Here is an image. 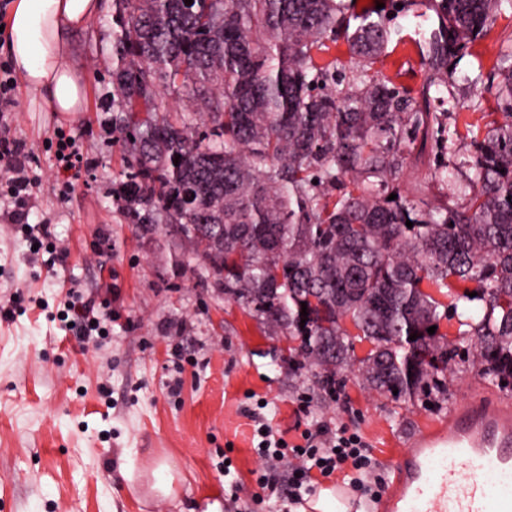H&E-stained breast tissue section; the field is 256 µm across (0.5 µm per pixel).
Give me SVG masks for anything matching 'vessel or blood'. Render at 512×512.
I'll return each instance as SVG.
<instances>
[{
    "mask_svg": "<svg viewBox=\"0 0 512 512\" xmlns=\"http://www.w3.org/2000/svg\"><path fill=\"white\" fill-rule=\"evenodd\" d=\"M512 412L476 404L417 436L393 467L381 512H512Z\"/></svg>",
    "mask_w": 512,
    "mask_h": 512,
    "instance_id": "obj_1",
    "label": "vessel or blood"
}]
</instances>
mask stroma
<instances>
[{
    "label": "stroma",
    "mask_w": 512,
    "mask_h": 512,
    "mask_svg": "<svg viewBox=\"0 0 512 512\" xmlns=\"http://www.w3.org/2000/svg\"><path fill=\"white\" fill-rule=\"evenodd\" d=\"M430 25L396 14L375 70L419 90L429 71L418 29ZM70 41L91 77L86 111L60 121L31 111L20 93L13 114L12 134L39 182L25 224L0 222V302L24 297L13 318L0 317V512H226L233 496L249 512H288L287 488L263 494L254 480L260 460L245 412L257 402L291 440L309 425L357 428L386 478L412 439L450 412L512 407V390L481 376L473 361L449 368L448 394L431 407L392 401L353 375L331 397L312 373L293 370L282 359L285 331L227 299L167 226L136 231L121 188L132 157L112 85V0ZM511 47L508 8L448 65L456 105L443 118L452 135L445 161L457 177L469 172L472 137L502 118L499 73ZM58 130L91 162L69 188L55 180L45 144ZM434 166L430 156L412 163L401 189L443 200ZM36 224L52 235L35 245ZM73 286L95 305L103 339L82 343L70 330ZM164 463L180 475L171 501L148 492L152 469Z\"/></svg>",
    "instance_id": "stroma-1"
}]
</instances>
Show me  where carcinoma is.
<instances>
[{"label": "carcinoma", "mask_w": 512, "mask_h": 512, "mask_svg": "<svg viewBox=\"0 0 512 512\" xmlns=\"http://www.w3.org/2000/svg\"><path fill=\"white\" fill-rule=\"evenodd\" d=\"M502 2L420 0L436 23L416 97L368 75L393 33L372 5L350 33L337 0H113L129 202L178 225L224 296L297 341L288 360L330 395L354 368L394 401L443 395L448 364L471 344L482 374L512 388V64L500 71L503 122L471 141L475 177L453 185L459 202L431 206L397 185L425 150H447L431 89L448 83V60L487 35ZM342 34L345 84L314 62ZM168 92L181 102L174 111ZM453 283L477 295L447 305ZM475 299L483 316L448 340L438 327ZM357 340L372 344L360 359Z\"/></svg>", "instance_id": "1"}]
</instances>
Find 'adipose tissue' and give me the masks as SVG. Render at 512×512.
Masks as SVG:
<instances>
[{
    "label": "adipose tissue",
    "instance_id": "1",
    "mask_svg": "<svg viewBox=\"0 0 512 512\" xmlns=\"http://www.w3.org/2000/svg\"><path fill=\"white\" fill-rule=\"evenodd\" d=\"M102 0H12L6 51L32 111L72 119L87 106V72L71 59L69 37L99 15Z\"/></svg>",
    "mask_w": 512,
    "mask_h": 512
}]
</instances>
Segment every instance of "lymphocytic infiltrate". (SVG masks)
<instances>
[{"mask_svg": "<svg viewBox=\"0 0 512 512\" xmlns=\"http://www.w3.org/2000/svg\"><path fill=\"white\" fill-rule=\"evenodd\" d=\"M15 89L10 64L0 62V167L9 177L13 198V207L5 211L4 217L9 223L20 224L27 216L35 180L26 166L28 153L24 143L11 134ZM250 418L260 441L256 449L262 460V466L256 472V483L260 488L287 484L289 500L300 504L305 494L313 492L315 476L328 478L348 470L352 473L350 485L355 492L373 499L382 495L385 483L375 470L359 430L344 425L335 429L325 426L307 428L301 432L299 443L290 445L269 430L259 412H251Z\"/></svg>", "mask_w": 512, "mask_h": 512, "instance_id": "f902f5d3", "label": "lymphocytic infiltrate"}]
</instances>
